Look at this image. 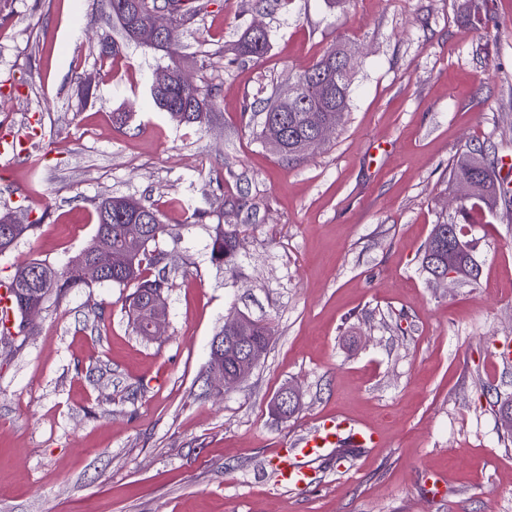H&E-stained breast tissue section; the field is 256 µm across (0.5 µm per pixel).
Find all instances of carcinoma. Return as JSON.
Returning <instances> with one entry per match:
<instances>
[{
	"instance_id": "obj_1",
	"label": "carcinoma",
	"mask_w": 512,
	"mask_h": 512,
	"mask_svg": "<svg viewBox=\"0 0 512 512\" xmlns=\"http://www.w3.org/2000/svg\"><path fill=\"white\" fill-rule=\"evenodd\" d=\"M106 3L112 21L118 25L122 41L104 36L100 41V54L103 57L119 55L123 45L131 42L133 26L149 22L157 11L166 10L175 14L176 19L184 21L197 16L204 8L199 0H136L134 5L131 0H106ZM487 3L488 0H463L458 11L475 25L485 29L489 23ZM269 45V33L258 35L248 29L238 41L237 50L242 56L259 60L265 56ZM165 49L170 63L157 67L149 76L153 105L167 113L180 126L200 127L208 123L210 113L202 112L200 108L211 105L212 91L195 83L181 85L173 78V72L181 68L175 33L172 32L167 37ZM353 69V62L341 56L339 45L336 44L296 77L299 92L293 111L277 112L275 101L269 102L264 109L263 122L270 121L283 130L281 142L273 147L276 153L288 160H295L301 144L312 134L310 117L313 115L323 123L335 126L340 123L349 106ZM503 167V159L492 148L467 145L457 154L451 164L450 178L454 182L460 179L472 181L479 198L463 204L456 212L455 219H443L433 226L422 257V270L428 276H434L438 269L453 261L461 270L465 284L474 286L478 283L480 269L473 263L471 241L465 240L459 246L451 244L448 241V226L469 223L470 211L476 207L483 205L490 209L497 206L499 201L512 198L509 181L500 175ZM122 200L125 204L120 208L111 207L109 197L98 203L94 237L79 255L89 259L96 239L102 235L112 237V248L115 251L131 255L127 266L115 271L109 270L102 283L119 287L135 285L128 305V317L136 331L146 337L148 319L154 311L151 302L164 298L168 281L160 276L154 279L143 278V266H150L158 261L154 248L170 235V230L153 206L127 196L122 197ZM134 219L145 226L144 237L130 240L123 233L122 226ZM30 228L29 224H21L9 235L0 233V255L10 251ZM240 246L237 225H217L212 238L211 262L224 266V272H231L237 264ZM7 285L14 297L13 314L20 318L15 329L22 333L26 328L23 318L31 301L45 302L53 294L59 297L73 288L85 286L86 282L82 280L79 269L73 265L71 259L60 266L33 260L17 267ZM242 335L248 338L251 345L265 351L273 330L269 324L255 321L244 327Z\"/></svg>"
}]
</instances>
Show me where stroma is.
Masks as SVG:
<instances>
[{
    "label": "stroma",
    "instance_id": "stroma-1",
    "mask_svg": "<svg viewBox=\"0 0 512 512\" xmlns=\"http://www.w3.org/2000/svg\"><path fill=\"white\" fill-rule=\"evenodd\" d=\"M490 9L477 30L454 0H211L177 31L184 69L216 95L210 122L185 127L150 101L165 51L100 56L105 0H13L0 128L34 157L43 137L56 143L38 166L0 159V212L30 227L0 280L78 254L109 196L154 205L173 234L147 269L169 283L160 336L133 331L128 289L94 283L0 341V512H512V438L494 406L512 400V364L494 362L512 339V210L473 228L478 287L421 269L433 225L455 214L461 148L490 144L512 163V0ZM257 22L267 54L236 55ZM339 42L358 50L349 109L285 160L252 109ZM219 224L242 230L230 278L210 260ZM237 311L270 323V347L245 381L206 393L212 340ZM288 385L300 407L284 419L273 402ZM336 416L378 444L341 460L323 449L309 486L280 485L272 448Z\"/></svg>",
    "mask_w": 512,
    "mask_h": 512
}]
</instances>
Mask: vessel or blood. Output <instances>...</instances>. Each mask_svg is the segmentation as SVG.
I'll use <instances>...</instances> for the list:
<instances>
[{"mask_svg": "<svg viewBox=\"0 0 512 512\" xmlns=\"http://www.w3.org/2000/svg\"><path fill=\"white\" fill-rule=\"evenodd\" d=\"M349 433L355 447L369 445L373 440V432L367 427L346 428L344 421L331 419L319 424L311 439L307 440L302 449L295 450L284 446L275 448L272 459L280 481L300 485L306 483L311 470L309 461L320 448L338 440L342 433Z\"/></svg>", "mask_w": 512, "mask_h": 512, "instance_id": "vessel-or-blood-1", "label": "vessel or blood"}]
</instances>
